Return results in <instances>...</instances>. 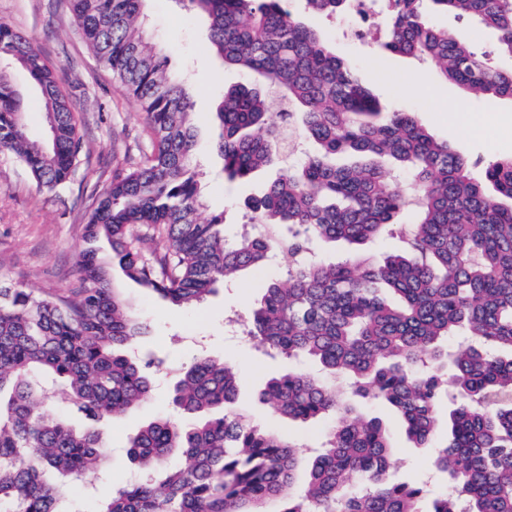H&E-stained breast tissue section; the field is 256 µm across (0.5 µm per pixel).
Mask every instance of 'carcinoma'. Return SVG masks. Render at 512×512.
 <instances>
[{
	"mask_svg": "<svg viewBox=\"0 0 512 512\" xmlns=\"http://www.w3.org/2000/svg\"><path fill=\"white\" fill-rule=\"evenodd\" d=\"M144 2L69 0L81 36L150 133L148 147L113 171L87 239H106L128 279L184 306L243 271L263 275L274 252L288 255L286 276L269 280L251 309V336L267 354L313 361L326 377H272L259 399L292 420L336 423L311 456L306 485L295 487L296 445L227 411L238 374L201 354L171 393L179 419L151 420L129 440L127 455L145 476L94 512H424L423 483L388 480L390 436L379 419L356 415L353 401L391 405L414 447L434 449L449 487L431 494L429 512H453L452 493L464 512H512V158L476 174L415 113L382 111L288 0H185L206 21L217 59L254 77L225 91L213 112L228 180L278 167L290 153L283 128L297 117L316 145L254 202L264 235L230 241L223 217L197 220L193 104L144 35ZM299 2L329 15L350 0ZM448 12L493 35L498 63L435 24ZM381 48L431 61L469 92L512 99V0H389ZM0 55L35 82L49 130L45 145L28 138L21 98L0 68V152L38 187L59 189L85 155L76 112L36 45L2 22ZM344 153L369 163L336 164ZM386 159L409 172L407 187L389 179ZM409 204L418 222L402 230L399 253L380 263L315 259L319 241L393 236ZM77 264L81 281L67 297L0 286V512H66L61 504L102 473L101 423L153 391L150 363L133 352L147 326L111 287L97 249L82 250ZM338 376L348 386H336ZM53 398L89 425L49 413ZM173 451L185 462L170 468Z\"/></svg>",
	"mask_w": 512,
	"mask_h": 512,
	"instance_id": "obj_1",
	"label": "carcinoma"
}]
</instances>
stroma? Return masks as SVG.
I'll list each match as a JSON object with an SVG mask.
<instances>
[{"label": "stroma", "instance_id": "35a3bbf8", "mask_svg": "<svg viewBox=\"0 0 512 512\" xmlns=\"http://www.w3.org/2000/svg\"><path fill=\"white\" fill-rule=\"evenodd\" d=\"M144 12L148 38L164 49L169 71L183 81L193 101L196 146L191 168L203 195L198 218L206 222L223 216L228 234L240 235L253 216V200L261 196L275 173H259L246 183L228 182L216 149L212 114L224 92L249 83L250 76L214 59L204 21L178 0H146ZM305 20L327 38L337 55L361 72L385 109L416 113L429 133L450 143L477 167L512 156V100L468 96L438 77L431 62L383 52L380 35L386 20L381 6H374L371 33L365 38L355 37L356 22L348 10L329 16L309 14ZM0 21L22 31L53 64L81 116L86 145V156L67 185L53 191L38 188L11 154L0 152V283L17 284L43 297L66 296L79 284L76 256L86 246L90 209L107 187L113 167L135 155L148 132L137 104L78 33L64 0H0ZM381 66L393 75V82L375 80L374 72ZM9 72L26 108L28 136L42 140L46 124L38 89L25 70L13 66ZM111 281L132 311L149 325L136 352L143 359L159 362L160 367L150 400L109 424L105 438L112 456V480L100 482L96 497L74 496L77 512H95L99 497L136 478L127 458L130 437L157 416L175 417L169 402L172 385L182 367L201 353L224 359L237 369L240 381L234 412L298 444L300 464L295 477L305 482L310 449L323 439L334 420L291 421L259 403L258 392L271 376L289 370L317 378L322 375L311 362L267 356L247 336L261 279L244 275L189 308L171 306L126 278L119 266H112ZM357 412L379 418L389 430L392 481L419 474L430 488H442L431 449L413 447L388 408L361 404Z\"/></svg>", "mask_w": 512, "mask_h": 512}]
</instances>
